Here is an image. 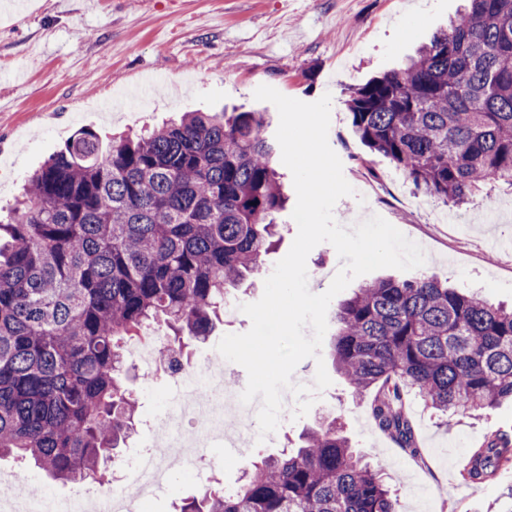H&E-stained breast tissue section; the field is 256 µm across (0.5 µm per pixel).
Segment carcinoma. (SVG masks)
<instances>
[{
  "mask_svg": "<svg viewBox=\"0 0 512 512\" xmlns=\"http://www.w3.org/2000/svg\"><path fill=\"white\" fill-rule=\"evenodd\" d=\"M352 127L371 150L445 203L488 182L512 188V0H467L407 65L350 91ZM263 112H186L146 134L77 130L27 179L0 224V458L55 480L101 479L134 430L126 344L153 323L172 332L165 363L263 272L288 197ZM332 347L351 393L410 453L407 389L449 424L512 401V308L435 276L382 279L336 310ZM294 452L251 464L232 492L209 486L177 512H396L383 473L337 419ZM512 465V434L471 450L465 482Z\"/></svg>",
  "mask_w": 512,
  "mask_h": 512,
  "instance_id": "1",
  "label": "carcinoma"
}]
</instances>
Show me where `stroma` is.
Listing matches in <instances>:
<instances>
[{
  "label": "stroma",
  "instance_id": "obj_1",
  "mask_svg": "<svg viewBox=\"0 0 512 512\" xmlns=\"http://www.w3.org/2000/svg\"><path fill=\"white\" fill-rule=\"evenodd\" d=\"M465 0H28L26 11L0 13V208L9 209L25 179L79 129L103 137L138 132L185 112L261 108L254 97L269 85L314 102L331 94L328 141L353 195L334 207L354 225L380 215L425 254L424 273L476 292L491 303H512V191L495 188L473 202L448 207L415 187L382 154L355 136L344 104L349 88L399 68L447 27ZM498 249H488V241ZM341 261L328 243L308 255L311 292H324ZM321 348L331 384L307 415L283 407L273 441L230 449L213 441L207 452L213 483L234 488L261 455L298 447L319 418H338L355 449L380 467L398 512H468L478 500L492 512L512 493V470L468 497L458 488L469 448L498 431L512 433V403L452 425L414 395L404 397L417 454L398 446L368 413L373 391L352 396L330 364L336 335L328 318ZM129 387L141 403L140 421L119 453H169L156 438L168 377L136 366ZM200 484L170 469L148 512H175Z\"/></svg>",
  "mask_w": 512,
  "mask_h": 512
}]
</instances>
